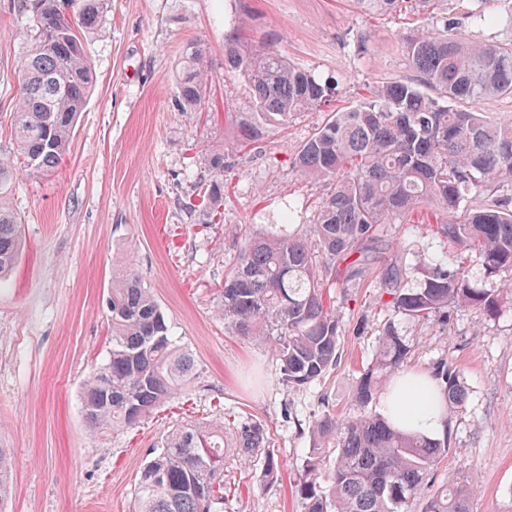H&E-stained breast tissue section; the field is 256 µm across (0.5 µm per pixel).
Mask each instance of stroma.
Returning a JSON list of instances; mask_svg holds the SVG:
<instances>
[{
	"instance_id": "35a3bbf8",
	"label": "stroma",
	"mask_w": 512,
	"mask_h": 512,
	"mask_svg": "<svg viewBox=\"0 0 512 512\" xmlns=\"http://www.w3.org/2000/svg\"><path fill=\"white\" fill-rule=\"evenodd\" d=\"M439 9L466 39L512 41V0H444ZM480 14L498 21L481 24ZM27 24L13 0H0L5 152ZM420 24L412 10L367 14L356 0H106L98 31L86 38L95 84L68 155L53 175L22 171L9 189L24 248L0 280V448L14 461L8 512H132L149 452L184 419L222 424L228 439L241 422L260 423L280 462L278 482L264 487L257 466L226 460L216 512H300L293 480L311 423L326 411L356 414L352 391L390 323L410 347L407 370L425 372L445 358L466 389L462 408L448 413V453L430 485L453 478L472 485L471 512H512V303L491 316L453 308L443 323L386 305L388 266L447 257L430 208L409 223L380 225L379 259L336 289L340 357L321 380L286 386L265 346L225 333L213 315L237 234L279 231L288 209L294 224H309L323 196L290 167L321 114L269 129L259 149L241 147L233 116L253 111V99L242 74L224 65L225 41L259 47L276 34V52L336 84L340 109L369 87L412 77L405 46ZM193 42L206 47L211 93L202 111L184 112L176 82ZM214 153L224 156L216 223L200 187ZM120 256L154 289L196 375L134 429L102 435L83 417L80 390L111 346L105 301Z\"/></svg>"
}]
</instances>
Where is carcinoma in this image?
Wrapping results in <instances>:
<instances>
[{
    "label": "carcinoma",
    "instance_id": "1",
    "mask_svg": "<svg viewBox=\"0 0 512 512\" xmlns=\"http://www.w3.org/2000/svg\"><path fill=\"white\" fill-rule=\"evenodd\" d=\"M372 14L402 10L404 0H358ZM105 0H17L26 15L28 54L21 65L11 121L14 148L0 152V276L21 249V221L8 203L16 172H54L67 154L78 114L93 86L85 38L97 30ZM415 78L373 88L358 102L327 114L299 148L290 167L328 187L310 229L290 231L293 212L278 233L241 236L224 276L214 312L224 329L268 345L284 384L307 386L336 366L342 334L331 290L356 279L374 260L377 227L396 224L429 206L438 213L436 234L450 258L392 265L385 271L387 305L408 319L445 320L448 308L492 315L502 288H479L458 255L478 251L486 278L512 273V209L496 202L471 209L469 199L512 183V119L480 110L493 97L512 96V43L492 45L460 37L448 21L406 42ZM224 61L241 72L256 111L237 122L239 140L256 146L266 130L285 126L329 105L336 86L288 62L267 47L224 45ZM206 51L189 45L177 89L180 106L205 104ZM205 193L213 211L224 198V157L209 160ZM107 310L112 347L85 380L82 412L95 432L136 427L160 405L187 390L194 360L176 344L153 289L133 264L117 263ZM417 286L407 287L411 274ZM410 348L394 325L378 338L376 359L357 382L358 415L341 420L327 411L311 425L312 446L294 481L301 512H410L426 495L424 512H470L472 488L448 480L427 488L429 472L448 452V441L396 429L367 411L386 380L409 359ZM429 376L451 408H461L465 387L448 359ZM334 450L332 465L327 453ZM261 461L260 480L278 479L280 463L262 424L247 421L224 443L221 424L173 425L140 471L133 512H212L224 492V460ZM13 463L0 448V512L12 493Z\"/></svg>",
    "mask_w": 512,
    "mask_h": 512
}]
</instances>
